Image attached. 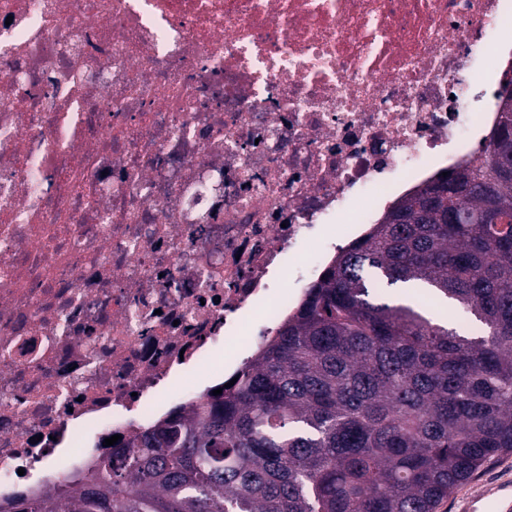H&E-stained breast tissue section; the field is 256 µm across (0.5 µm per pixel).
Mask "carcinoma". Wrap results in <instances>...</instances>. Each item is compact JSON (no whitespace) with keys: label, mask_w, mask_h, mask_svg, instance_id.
Listing matches in <instances>:
<instances>
[{"label":"carcinoma","mask_w":512,"mask_h":512,"mask_svg":"<svg viewBox=\"0 0 512 512\" xmlns=\"http://www.w3.org/2000/svg\"><path fill=\"white\" fill-rule=\"evenodd\" d=\"M505 88L485 160L438 176L342 250L233 386L11 512H435L512 452V79ZM431 299L466 308L477 331L448 327Z\"/></svg>","instance_id":"1"}]
</instances>
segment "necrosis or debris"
<instances>
[{
  "label": "necrosis or debris",
  "instance_id": "4bbe7bcc",
  "mask_svg": "<svg viewBox=\"0 0 512 512\" xmlns=\"http://www.w3.org/2000/svg\"><path fill=\"white\" fill-rule=\"evenodd\" d=\"M509 47L512 0H0V512L230 381L343 241L478 163Z\"/></svg>",
  "mask_w": 512,
  "mask_h": 512
}]
</instances>
